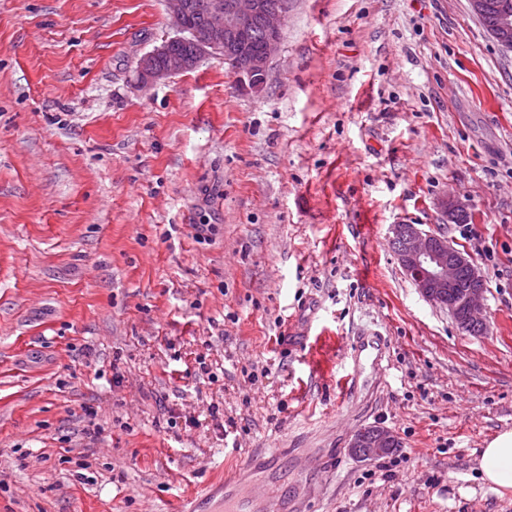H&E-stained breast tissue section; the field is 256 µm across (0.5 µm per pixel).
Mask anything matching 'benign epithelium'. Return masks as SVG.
<instances>
[{
    "label": "benign epithelium",
    "instance_id": "1",
    "mask_svg": "<svg viewBox=\"0 0 512 512\" xmlns=\"http://www.w3.org/2000/svg\"><path fill=\"white\" fill-rule=\"evenodd\" d=\"M166 7L179 36L164 41L143 55L138 74L145 84H154L176 74L193 70L206 55H222L243 89L260 94L265 89L270 58L282 40V19L288 2L271 5L266 0H166ZM205 23V37L197 38L189 22L190 14ZM263 18L266 37L262 51L249 49V34L257 18ZM494 38L502 45L512 44V13H503ZM176 42L192 43L188 53H176ZM390 244L399 265L422 295L434 304H446L454 318L466 316L469 322L483 321L484 279L480 270L459 249L448 242L445 234L421 230L416 224H393ZM471 270V287L456 288L457 270ZM398 437L394 431L370 426L357 431L349 448L364 459L379 457L394 449Z\"/></svg>",
    "mask_w": 512,
    "mask_h": 512
}]
</instances>
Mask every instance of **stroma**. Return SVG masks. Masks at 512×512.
Segmentation results:
<instances>
[{"label":"stroma","instance_id":"35a3bbf8","mask_svg":"<svg viewBox=\"0 0 512 512\" xmlns=\"http://www.w3.org/2000/svg\"><path fill=\"white\" fill-rule=\"evenodd\" d=\"M175 35L165 0H0V512H261L273 479L298 512H512L478 467L512 429V49L469 0H288L262 95L211 55L140 84ZM399 223L481 270L482 335ZM373 425L399 446L358 459ZM418 226L390 227V244L399 265L427 300L448 304L446 307L456 320L459 318L462 323L465 315L468 322H482L485 287L480 270L448 242L444 233L423 231ZM462 266L470 268L471 281L468 269L461 268L458 288L463 290L459 291L457 270Z\"/></svg>","mask_w":512,"mask_h":512}]
</instances>
